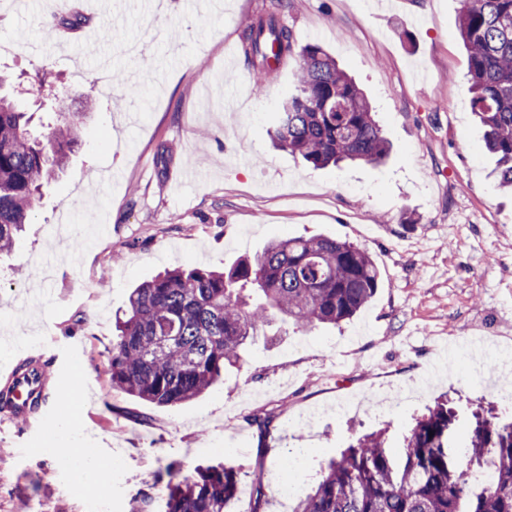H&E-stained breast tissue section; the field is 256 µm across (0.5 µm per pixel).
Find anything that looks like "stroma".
Instances as JSON below:
<instances>
[{
  "label": "stroma",
  "mask_w": 512,
  "mask_h": 512,
  "mask_svg": "<svg viewBox=\"0 0 512 512\" xmlns=\"http://www.w3.org/2000/svg\"><path fill=\"white\" fill-rule=\"evenodd\" d=\"M276 0H111L85 16L110 39L84 40L61 17L76 0L0 8V71L20 84L32 136L56 122L38 72L67 104L99 105L79 145L0 256V370L33 356L58 395L69 374L87 396L79 443L120 458L119 480H60V410L41 427L0 426V512H132L167 470L231 463L261 481L265 512H290L347 442L386 430L394 456L414 417L449 395L460 430L512 377V192L497 186L468 105L460 0H288L297 46L317 44L365 90L391 150L379 164L313 168L269 131L294 90L293 62L255 92L241 32ZM200 160L186 174L189 157ZM327 236L365 248L380 271L372 301L339 326L275 320L244 362L199 398L156 407L112 386L116 318L140 283L175 267L223 269L272 240ZM273 414L268 430L252 424ZM305 449L289 495L283 461Z\"/></svg>",
  "instance_id": "stroma-1"
}]
</instances>
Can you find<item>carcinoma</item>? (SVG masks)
<instances>
[{
  "label": "carcinoma",
  "mask_w": 512,
  "mask_h": 512,
  "mask_svg": "<svg viewBox=\"0 0 512 512\" xmlns=\"http://www.w3.org/2000/svg\"><path fill=\"white\" fill-rule=\"evenodd\" d=\"M458 32L468 53L469 104L496 158L498 187L512 190V0H461ZM245 53L261 92L270 58L295 59L294 93L277 113L271 137L315 168L380 163L390 144L358 84L319 45L295 50L280 13L245 26ZM56 126L30 137V117L0 95V253L11 251L36 194L63 170L77 146L84 112L56 103ZM379 271L361 247L317 236L270 243L223 270L168 269L135 288L112 341V387L159 407L191 401L243 359L247 343L280 317L298 328L337 325L374 296ZM456 421L440 399L415 419L400 461L384 434L357 439L327 462L292 512H512V419L478 404L464 441L467 457L492 462L473 481L448 455ZM163 512H225L238 473L208 467L190 479L169 473Z\"/></svg>",
  "instance_id": "carcinoma-1"
}]
</instances>
